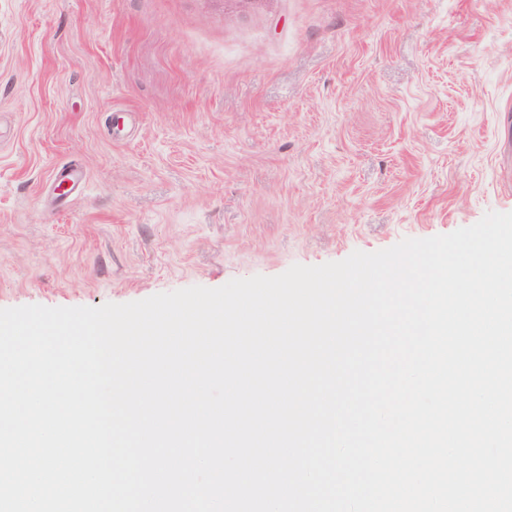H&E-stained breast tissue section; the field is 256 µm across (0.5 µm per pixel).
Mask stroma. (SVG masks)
<instances>
[{"mask_svg":"<svg viewBox=\"0 0 512 512\" xmlns=\"http://www.w3.org/2000/svg\"><path fill=\"white\" fill-rule=\"evenodd\" d=\"M490 211L512 0H0V308L217 288Z\"/></svg>","mask_w":512,"mask_h":512,"instance_id":"1","label":"stroma"}]
</instances>
